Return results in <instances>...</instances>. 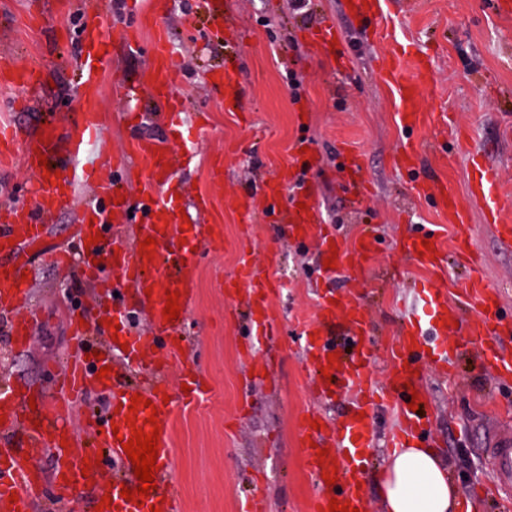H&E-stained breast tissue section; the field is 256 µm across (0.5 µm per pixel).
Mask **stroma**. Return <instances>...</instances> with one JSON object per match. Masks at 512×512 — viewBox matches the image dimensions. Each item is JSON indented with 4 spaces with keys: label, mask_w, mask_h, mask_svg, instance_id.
Segmentation results:
<instances>
[{
    "label": "stroma",
    "mask_w": 512,
    "mask_h": 512,
    "mask_svg": "<svg viewBox=\"0 0 512 512\" xmlns=\"http://www.w3.org/2000/svg\"><path fill=\"white\" fill-rule=\"evenodd\" d=\"M59 2L0 0V67L35 65L44 71L45 82L28 105L17 102L21 90L0 86V123L24 136L36 134L49 118L65 119L74 100L87 0H67L64 9ZM100 2L103 11L117 16L116 27L105 32L112 67L102 76L101 149L123 158L119 177L129 195H136L143 170L126 155L130 130L122 85L145 81L151 58L128 52L119 42L120 28L139 22L145 38L155 20H162L178 53L184 131L196 151L174 184L188 221L215 228L198 242L204 259L180 341L207 389L197 405L177 407L173 422L181 512H240L249 494L263 501L265 512H309L314 481L298 446L299 422L310 413L338 416L315 395L302 348V333L319 303V248L296 243L278 224L243 223L239 202L251 199L259 210L272 206L262 182L290 180L293 143H313L317 162L309 177L323 222L348 247L365 233L379 239L371 277L389 268L399 272L374 299L362 288L340 290L343 299L365 302L378 338L372 367L384 375L387 348L412 302L410 285L426 275L402 256L401 238L420 224L436 225L448 241L456 234L434 195H416L411 174L392 156L412 137L426 153V172L463 198L467 154L480 152L499 171L502 199L512 201V17L498 15L492 0H382L377 23L365 27L349 16L345 0H311L304 17L291 13L287 0H225L229 26L218 31L202 19L186 22L192 0H169L160 18L152 0ZM323 19L334 21L342 36L335 49L315 53L306 31ZM403 40L430 59L437 87L436 95L422 94L424 122L409 134L398 121L397 94L375 73L377 62ZM217 67L236 68V100L208 86L206 76ZM445 112L465 135V150H457L443 125ZM345 145L358 156L370 187L361 203L349 189L340 154ZM77 198V207L49 219L46 240L23 252L30 297L41 313L30 347L11 354L0 331V377L25 383L49 405L73 342L68 316L99 302L91 282L51 262L52 249L74 244L82 207L96 200L92 186L78 184ZM467 232L480 250L484 278L499 288L503 312L512 315V250L500 248L479 203L470 205ZM264 256L271 264H260L255 273L272 285L276 334L255 349L254 357L270 367L258 379L244 354L250 335L245 305L229 290L245 258ZM479 348V341L469 340L456 378L429 370L422 376L434 417L429 437L448 462L450 480L467 495L468 512H488L482 497L493 473L481 450L491 431L512 425V381L494 382L477 358Z\"/></svg>",
    "instance_id": "1"
}]
</instances>
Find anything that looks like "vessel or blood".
Listing matches in <instances>:
<instances>
[{
  "instance_id": "1",
  "label": "vessel or blood",
  "mask_w": 512,
  "mask_h": 512,
  "mask_svg": "<svg viewBox=\"0 0 512 512\" xmlns=\"http://www.w3.org/2000/svg\"><path fill=\"white\" fill-rule=\"evenodd\" d=\"M122 34L125 48L146 49L152 60L146 84L128 86L126 98L149 95L162 105V124L167 131H180L183 101L177 91V55L164 25H157L146 44L141 42L137 28L125 27ZM309 35V43L315 48L331 45L341 37L336 25L328 20L312 26ZM80 65L82 82L75 107L65 121L47 124L40 134L31 137L20 136L13 126H0V162L20 157L39 185L35 205L0 206V254L12 260L9 272H0V314L9 317L7 332L12 350L25 351L37 317L28 311L30 300L21 284V274L26 270L21 247L40 242L48 219L76 205L77 182L91 181L98 191V204L85 212L77 226L80 241L88 242L89 248L77 259L68 250H57L54 262L61 268L80 262L84 274L95 280L99 277L98 261L114 257L113 269L118 279L133 289L137 301L150 304L152 331L147 336L134 333L127 306L121 299H113L112 321L119 326L118 339L107 343L98 359H87L84 346H77L57 381L61 405L54 411H47L42 405L30 407L29 388L10 380L0 382V512H33L43 477L31 460L41 450L52 461L49 477L60 501H70L77 491L90 492L99 486L103 470L94 464L85 465L87 451L68 424L73 407L83 403L92 388L111 395L109 415L115 425L114 430L98 435L114 472L107 488L111 503L103 512H150L154 507L159 512H178L175 494L169 487L174 405L167 400L168 379L174 376L187 385V393L180 396L186 407L200 398L203 383L194 362L184 357L174 341L179 322L166 321L163 309L170 290L178 293L180 308L189 305L194 273L202 259L196 249L202 227L185 225L170 190L180 159L157 138L130 136L127 153L141 162L144 172L138 204L123 200L116 178L121 163L98 148L103 135L99 80L101 72L111 68L112 55L105 46L99 22L91 17L83 30ZM6 71L0 83L8 86L33 89L42 82L33 67L10 65ZM376 73L400 97L402 128L408 133L414 130L420 121L418 97L434 85L432 70L423 59L399 45ZM422 153V148L408 136L395 163L416 170L422 164ZM342 155L351 172L352 192L358 199H367L370 189L362 177L360 163L350 149H343ZM43 159L48 162L44 168L39 165ZM468 163L469 197L482 202L485 221L493 225L499 245L511 249L512 224L503 220L498 203V172L477 153L469 155ZM437 190L449 223L466 226L469 212L464 202L447 186ZM262 191L271 200L291 192L294 205L289 208L286 221L289 235L300 242L319 241L321 259L334 261L333 267L321 269L319 274L320 301L313 324L305 330V351L313 372L325 369L332 376L331 381L321 385L322 397L329 401L344 392L353 401L340 422H316L309 416L300 421L299 446L309 471L318 480L332 472L339 478L336 485L322 487L312 512H329V503L334 499L357 512H369L364 465L376 446L374 410L387 407L398 416L399 426L388 435V447H417L432 427V417L425 411L427 397L420 392L424 367L429 365L450 374L453 359L465 352L460 340L465 333L480 340L481 357L496 378H512V350L502 342L503 337L512 335V317L502 315L498 289L482 277L474 275L461 284L452 281L444 289L434 281H420L415 288V305L390 349L386 376L377 380L371 370L373 327L365 309L358 301L343 300L333 289L340 278L362 287L367 285V263L377 251L375 238H363L350 248L339 244L319 221L311 180L297 183L290 190L282 181L270 180ZM300 201L305 204L301 210L296 207ZM114 218L137 222L135 238L109 231L108 224ZM149 237L156 241L151 249L143 246ZM400 244L410 263L442 272V241L436 231L413 230ZM234 280L237 288L249 295L250 326L255 336L267 335L271 326L268 300L255 280L250 261L242 262ZM104 366L109 367L110 373L98 378L97 370ZM137 394L142 402L135 405L131 398ZM413 401L418 404L414 411L409 408ZM136 428L159 431L156 487L140 501L121 495L127 474L134 471L122 444L131 440ZM485 454L493 467L499 497L511 501L512 430L497 431Z\"/></svg>"
}]
</instances>
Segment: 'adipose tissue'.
<instances>
[{
  "label": "adipose tissue",
  "mask_w": 512,
  "mask_h": 512,
  "mask_svg": "<svg viewBox=\"0 0 512 512\" xmlns=\"http://www.w3.org/2000/svg\"><path fill=\"white\" fill-rule=\"evenodd\" d=\"M382 487L383 512H458L460 493L436 449L399 448L375 476Z\"/></svg>",
  "instance_id": "adipose-tissue-1"
}]
</instances>
